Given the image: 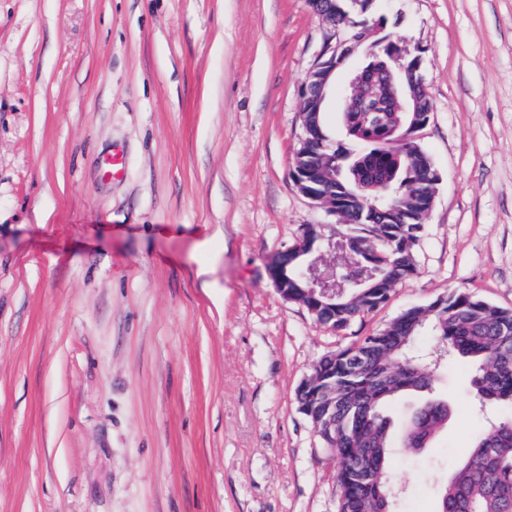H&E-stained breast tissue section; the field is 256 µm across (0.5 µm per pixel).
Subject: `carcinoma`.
<instances>
[{
    "label": "carcinoma",
    "instance_id": "obj_1",
    "mask_svg": "<svg viewBox=\"0 0 512 512\" xmlns=\"http://www.w3.org/2000/svg\"><path fill=\"white\" fill-rule=\"evenodd\" d=\"M338 16L344 34L366 27L348 10ZM341 119L349 126L346 143L336 145L329 137V149L319 151L336 156V179L321 177L317 183L336 193V204L348 218L346 238L336 237L343 258L336 312L321 311V318L338 331L387 301L388 289L374 284L396 283L417 272L424 224L401 217L429 207L430 197L416 174L432 164L423 150L398 155L380 147L396 120L406 122L402 114L348 112ZM425 329L449 358L469 362V392L480 407L512 404V310L463 291L449 293L440 309L433 302L411 307L382 331L321 360L313 369L317 385L299 392L297 400L336 458L337 512H397L402 482L391 472V448L399 442L416 453L448 425L450 402L435 393L431 371L413 354ZM326 384L336 390L334 433L326 430L319 393ZM411 395L421 401L397 430L386 408ZM435 512H512V417L475 439L441 489Z\"/></svg>",
    "mask_w": 512,
    "mask_h": 512
}]
</instances>
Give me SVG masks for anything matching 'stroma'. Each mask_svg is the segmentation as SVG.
<instances>
[{
    "label": "stroma",
    "mask_w": 512,
    "mask_h": 512,
    "mask_svg": "<svg viewBox=\"0 0 512 512\" xmlns=\"http://www.w3.org/2000/svg\"><path fill=\"white\" fill-rule=\"evenodd\" d=\"M352 11L420 57L440 181L416 275L335 333L268 268L335 221L289 176L309 0H0V512H336L296 400L316 361L451 290L512 309V0ZM467 372L438 373L447 429L393 457L401 512L512 415Z\"/></svg>",
    "instance_id": "1"
}]
</instances>
